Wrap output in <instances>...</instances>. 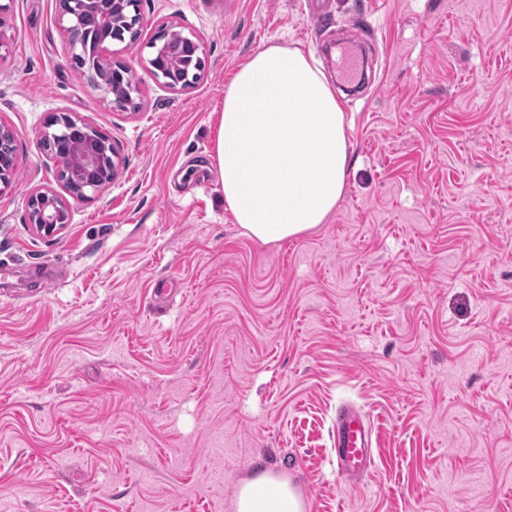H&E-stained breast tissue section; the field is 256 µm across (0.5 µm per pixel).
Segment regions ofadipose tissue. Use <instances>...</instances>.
<instances>
[{
  "label": "adipose tissue",
  "instance_id": "1",
  "mask_svg": "<svg viewBox=\"0 0 512 512\" xmlns=\"http://www.w3.org/2000/svg\"><path fill=\"white\" fill-rule=\"evenodd\" d=\"M215 153L237 224L276 243L324 223L345 185L344 115L325 75L299 49L270 45L238 70L224 94ZM236 512H305L287 482L242 485Z\"/></svg>",
  "mask_w": 512,
  "mask_h": 512
}]
</instances>
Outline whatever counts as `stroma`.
I'll return each instance as SVG.
<instances>
[{"label": "stroma", "instance_id": "obj_1", "mask_svg": "<svg viewBox=\"0 0 512 512\" xmlns=\"http://www.w3.org/2000/svg\"><path fill=\"white\" fill-rule=\"evenodd\" d=\"M57 7L12 0L0 25V264L54 276L0 296V512H235L262 474L306 512H512V0H328L324 24L311 0H138L122 110L70 67ZM166 26L204 43L181 91L147 72ZM369 29L335 210L247 236L213 159L227 86L271 44L338 86L321 45ZM59 113L122 158L89 197L43 149ZM37 190L64 197L57 235ZM344 403L379 425L354 479L329 463ZM31 223L38 233L53 236L67 225L68 211L63 199L54 192L35 191L28 199Z\"/></svg>", "mask_w": 512, "mask_h": 512}]
</instances>
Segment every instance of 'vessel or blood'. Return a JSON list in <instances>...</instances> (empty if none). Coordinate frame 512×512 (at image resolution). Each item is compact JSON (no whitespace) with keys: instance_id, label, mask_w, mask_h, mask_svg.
Returning a JSON list of instances; mask_svg holds the SVG:
<instances>
[{"instance_id":"b4317fda","label":"vessel or blood","mask_w":512,"mask_h":512,"mask_svg":"<svg viewBox=\"0 0 512 512\" xmlns=\"http://www.w3.org/2000/svg\"><path fill=\"white\" fill-rule=\"evenodd\" d=\"M372 424L357 408L342 407L336 415L332 462L338 474L353 479L372 463L369 439Z\"/></svg>"}]
</instances>
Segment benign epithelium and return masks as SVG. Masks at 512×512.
<instances>
[{"label":"benign epithelium","mask_w":512,"mask_h":512,"mask_svg":"<svg viewBox=\"0 0 512 512\" xmlns=\"http://www.w3.org/2000/svg\"><path fill=\"white\" fill-rule=\"evenodd\" d=\"M58 24L67 32L70 52L80 55L86 50V39L79 25L88 19L99 26L98 63L101 66V82L96 85L105 97L118 104L130 95L133 87L125 83L127 66L112 59L108 48L109 40L134 43L139 36L141 18L132 15L134 0H59ZM168 35L161 34L148 60V71L152 78L171 90L183 89L191 84L188 74L183 71V59L200 56L202 41L195 37L178 35L175 42L167 43ZM57 158L62 166L73 169L75 182L65 187L76 196H86L107 187L115 178L120 161L116 148L105 146L94 139L82 143L79 150ZM31 223L38 233L53 236L67 225L68 211L63 199L54 192L35 191L28 199Z\"/></svg>","instance_id":"1"}]
</instances>
